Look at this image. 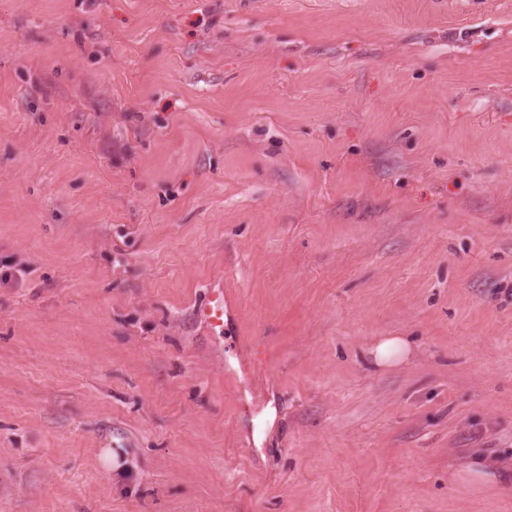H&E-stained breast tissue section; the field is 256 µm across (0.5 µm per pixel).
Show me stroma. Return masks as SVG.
<instances>
[{"label":"stroma","instance_id":"stroma-1","mask_svg":"<svg viewBox=\"0 0 512 512\" xmlns=\"http://www.w3.org/2000/svg\"><path fill=\"white\" fill-rule=\"evenodd\" d=\"M475 456L512 0H0V512H512ZM228 310V300L224 296L223 289H215L210 292L206 301L198 310L199 318L211 329L212 332L220 328L224 330V312ZM409 345L398 336H388L379 340L369 351L378 366L394 365L403 361L409 354ZM449 479L454 482L468 485L469 487L477 490L495 485L506 486L510 483L512 487V473L510 479L508 474L501 475L492 472L482 463L477 462L468 463L450 472Z\"/></svg>","mask_w":512,"mask_h":512}]
</instances>
